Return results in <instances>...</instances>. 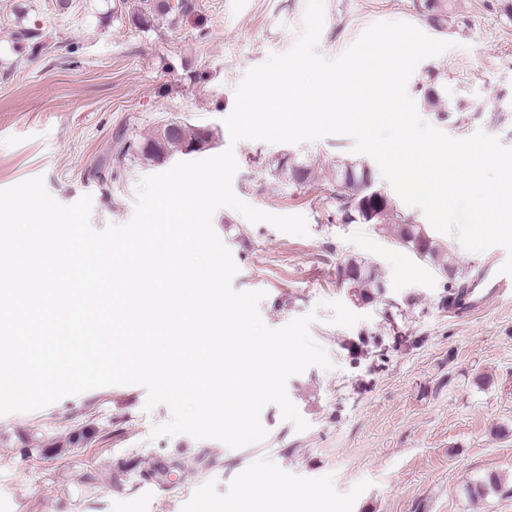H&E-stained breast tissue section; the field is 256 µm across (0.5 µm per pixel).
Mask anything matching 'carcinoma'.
Returning a JSON list of instances; mask_svg holds the SVG:
<instances>
[{
	"instance_id": "cac0c4a2",
	"label": "carcinoma",
	"mask_w": 512,
	"mask_h": 512,
	"mask_svg": "<svg viewBox=\"0 0 512 512\" xmlns=\"http://www.w3.org/2000/svg\"><path fill=\"white\" fill-rule=\"evenodd\" d=\"M188 4L171 5L167 0H143L137 20L148 25L155 21L175 23L177 13L187 9ZM420 15L438 32L448 31V24L455 14V0H418ZM430 111L443 118L452 110V105L442 92L430 88L425 95ZM178 132L167 134L168 124H163L137 143L124 144L116 149V157L123 160L135 151L139 160L150 165H162L178 155L187 154L188 148L204 144L213 137L211 130L177 122ZM273 177L282 178L288 186L304 190L326 184L331 187L329 202L336 216L345 224H380L400 245L420 262L434 267L448 276L450 282L463 281L468 277L467 269L460 265L454 251L443 248L420 224L412 222L395 206L384 208L378 199L381 191L376 187L370 167L356 160H300L284 157L278 161ZM338 277L350 291L351 300L369 303L385 294V282L376 263L366 257H349L338 267ZM501 487V478L488 473L473 489V494L482 496L487 491Z\"/></svg>"
}]
</instances>
